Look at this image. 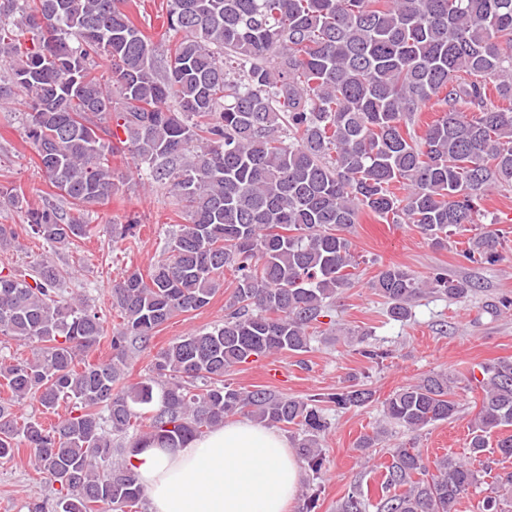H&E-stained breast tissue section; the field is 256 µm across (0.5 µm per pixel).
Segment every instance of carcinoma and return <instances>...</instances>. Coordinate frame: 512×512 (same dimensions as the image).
<instances>
[{"instance_id": "cac0c4a2", "label": "carcinoma", "mask_w": 512, "mask_h": 512, "mask_svg": "<svg viewBox=\"0 0 512 512\" xmlns=\"http://www.w3.org/2000/svg\"><path fill=\"white\" fill-rule=\"evenodd\" d=\"M126 0H0V96L29 97L25 135L57 193L35 207L13 187L32 234L67 246L89 234L85 212L108 201L128 154L141 179L166 186L187 213L148 275L112 283L123 323L112 357L83 360L107 335L100 315L64 299L69 273L44 261L26 277L0 270V336L28 342L30 360L0 361V460L19 446L59 485L51 512H140L144 490L127 452L181 448L228 417L298 427L296 452L314 473L325 454L323 408L347 410L373 393L350 384L306 400L245 391L224 375L250 358L306 352L310 329L353 285L357 262L343 235L365 212L414 224L436 247L476 223L491 187H512V0H167L161 49L130 19ZM110 63L103 82L100 61ZM435 102L439 115L419 126ZM125 138H120L117 131ZM500 234L467 241L471 263L500 258ZM236 287L224 322L182 336L123 382L129 352L145 350L172 316L208 305L224 278ZM391 319L407 321L424 293L463 301L474 286L402 266L370 283ZM482 392L469 426L470 457L512 455V359L476 365ZM457 380L430 373L383 402L389 423L419 431L454 418ZM68 403L50 427L22 420L14 403ZM480 472L452 457L391 448L377 512H456L482 492ZM479 512H512V472L495 476ZM338 512H366L358 492Z\"/></svg>"}]
</instances>
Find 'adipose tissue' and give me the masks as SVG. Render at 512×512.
Masks as SVG:
<instances>
[{"mask_svg": "<svg viewBox=\"0 0 512 512\" xmlns=\"http://www.w3.org/2000/svg\"><path fill=\"white\" fill-rule=\"evenodd\" d=\"M130 462L150 512H287L301 480L284 436L248 419L174 450L144 448Z\"/></svg>", "mask_w": 512, "mask_h": 512, "instance_id": "1", "label": "adipose tissue"}]
</instances>
